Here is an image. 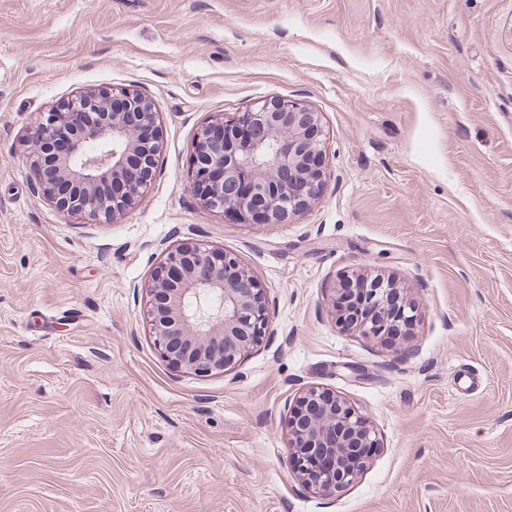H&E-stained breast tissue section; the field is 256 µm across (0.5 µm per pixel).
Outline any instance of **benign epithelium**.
I'll list each match as a JSON object with an SVG mask.
<instances>
[{
    "instance_id": "obj_1",
    "label": "benign epithelium",
    "mask_w": 512,
    "mask_h": 512,
    "mask_svg": "<svg viewBox=\"0 0 512 512\" xmlns=\"http://www.w3.org/2000/svg\"><path fill=\"white\" fill-rule=\"evenodd\" d=\"M320 113L270 100L197 133L192 188L202 205L251 224H285L315 200L324 177ZM38 188L67 216L108 223L132 209L151 186L163 145L152 102L126 88L83 92L39 116L31 132ZM389 289L365 290L374 319L355 324L383 334ZM154 342L171 364L196 375L227 371L267 336L263 289L239 257L186 242L170 251L147 287ZM290 464L304 484L325 494L366 468L365 448L379 447L366 419L335 393L304 391L288 417Z\"/></svg>"
}]
</instances>
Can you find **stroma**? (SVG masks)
I'll return each mask as SVG.
<instances>
[{
  "label": "stroma",
  "mask_w": 512,
  "mask_h": 512,
  "mask_svg": "<svg viewBox=\"0 0 512 512\" xmlns=\"http://www.w3.org/2000/svg\"><path fill=\"white\" fill-rule=\"evenodd\" d=\"M110 88L154 105V182L117 221L63 216L32 128ZM271 98L320 114L318 198L287 224L204 209L198 129ZM189 239L238 255L273 336L208 376L147 319ZM360 275L414 305L396 344L340 321ZM309 387L380 441L332 494L289 463ZM0 512H512V0H0Z\"/></svg>",
  "instance_id": "stroma-1"
}]
</instances>
